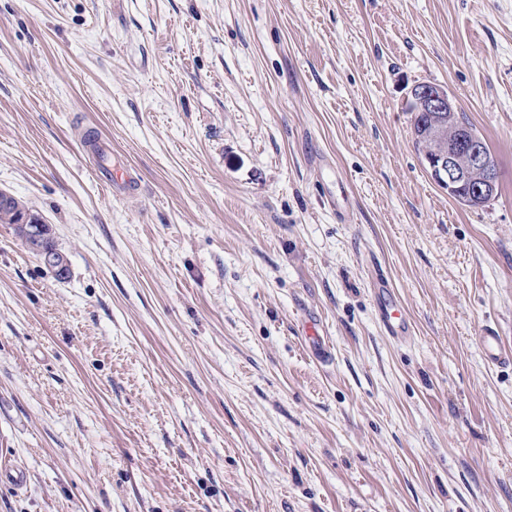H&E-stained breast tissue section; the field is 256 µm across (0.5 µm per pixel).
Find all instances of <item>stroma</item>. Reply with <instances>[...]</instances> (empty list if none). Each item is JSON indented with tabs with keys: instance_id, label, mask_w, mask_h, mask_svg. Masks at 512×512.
Segmentation results:
<instances>
[{
	"instance_id": "stroma-1",
	"label": "stroma",
	"mask_w": 512,
	"mask_h": 512,
	"mask_svg": "<svg viewBox=\"0 0 512 512\" xmlns=\"http://www.w3.org/2000/svg\"><path fill=\"white\" fill-rule=\"evenodd\" d=\"M424 81L484 208L415 148ZM0 193L69 266L0 224V512H512V0H0ZM416 92L418 104L423 112H417L412 93L408 103V111L413 115L412 130L416 147L426 157L441 150L448 141V147L444 148L439 155L426 159L431 177L441 186L446 187L448 194L458 190L461 181L467 179L475 182L476 193L496 186V161L490 156L491 151L484 137L468 120L463 116L460 117L457 106L448 91L433 84H425L417 87ZM448 112L456 113L453 118L448 119ZM448 124L455 132L459 129V125L463 124L465 130L467 129V135L471 132L478 135L486 147L473 135H469L467 140L456 136L448 139L445 133ZM479 342L483 359L487 365H512V350L505 346L498 330L485 328Z\"/></svg>"
}]
</instances>
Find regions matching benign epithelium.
<instances>
[{"instance_id":"1","label":"benign epithelium","mask_w":512,"mask_h":512,"mask_svg":"<svg viewBox=\"0 0 512 512\" xmlns=\"http://www.w3.org/2000/svg\"><path fill=\"white\" fill-rule=\"evenodd\" d=\"M416 92L424 112L457 111L453 98L442 87L425 84L416 88ZM426 163L431 177L450 192L458 190L467 179L475 182L474 190L478 193L497 184L496 161L483 142L473 135L448 140V147L439 155L427 158Z\"/></svg>"}]
</instances>
